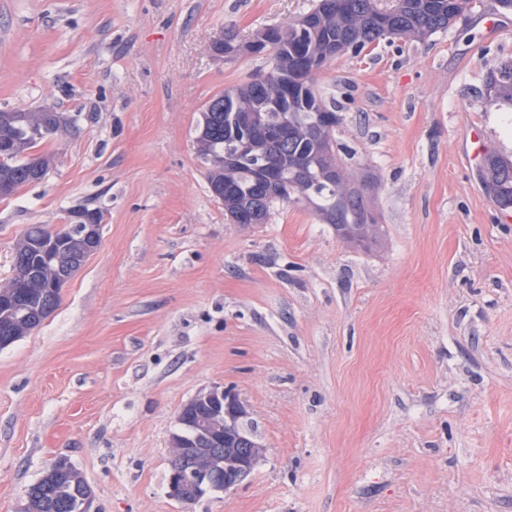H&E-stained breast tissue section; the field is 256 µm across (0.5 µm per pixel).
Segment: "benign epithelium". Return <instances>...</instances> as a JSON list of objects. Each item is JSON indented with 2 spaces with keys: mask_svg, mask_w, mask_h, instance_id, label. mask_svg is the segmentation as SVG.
I'll use <instances>...</instances> for the list:
<instances>
[{
  "mask_svg": "<svg viewBox=\"0 0 512 512\" xmlns=\"http://www.w3.org/2000/svg\"><path fill=\"white\" fill-rule=\"evenodd\" d=\"M271 43V32L264 29L243 46V51L262 54L269 51ZM264 148L265 145L260 140L245 136L238 141L237 154H260ZM101 223L102 215L94 212L86 223L78 225V228L84 230L80 238L70 235L66 227L46 235L45 248L68 259L66 274L63 279L54 282V287L62 288L82 267L84 260L98 249ZM189 404L204 408L207 415L197 422L187 424L193 432L192 436H185L183 431L175 434L172 447L196 448L201 440L216 438L223 446V450H207L208 464L204 467H172L168 494L184 503L194 502L215 490L214 478L221 473L224 474V490L233 488L256 469L263 456V448L245 438L241 432L239 420L246 416L247 410L236 393L214 387L197 394Z\"/></svg>",
  "mask_w": 512,
  "mask_h": 512,
  "instance_id": "benign-epithelium-1",
  "label": "benign epithelium"
}]
</instances>
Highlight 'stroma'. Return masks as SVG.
I'll use <instances>...</instances> for the list:
<instances>
[{
  "mask_svg": "<svg viewBox=\"0 0 512 512\" xmlns=\"http://www.w3.org/2000/svg\"><path fill=\"white\" fill-rule=\"evenodd\" d=\"M315 2L0 0V111L69 120L38 148L45 178L0 199V282L30 225L102 213L56 309L0 349V512L60 458L92 512H512V223L468 140L512 158V108L486 94L512 62V11L470 0L449 30L320 70L380 215L362 250L303 202L234 223L198 152L203 105L271 68L212 42ZM215 386L264 458L183 503L177 417Z\"/></svg>",
  "mask_w": 512,
  "mask_h": 512,
  "instance_id": "35a3bbf8",
  "label": "stroma"
}]
</instances>
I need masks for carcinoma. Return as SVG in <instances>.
Listing matches in <instances>:
<instances>
[{
	"mask_svg": "<svg viewBox=\"0 0 512 512\" xmlns=\"http://www.w3.org/2000/svg\"><path fill=\"white\" fill-rule=\"evenodd\" d=\"M468 0H318L286 27L273 26L272 67L241 86L214 95L202 108L198 151L209 164L208 185L224 187V211L237 224L265 223L276 201L303 200L326 224L357 248L378 242L380 224L371 201L358 190L364 184L346 167L336 150V106L316 89L317 72L305 69L310 56H323L331 44L355 54L385 38L422 39L452 26ZM488 95L512 106V64L491 69ZM266 106L263 129L241 123L240 115ZM334 116L330 124L323 115ZM60 132L54 113L0 112V187L12 196L48 170L50 158L29 150ZM263 138L262 157H235L238 139ZM235 157L233 163L226 159ZM277 172L280 191L257 179L260 169ZM480 176L502 211L512 209V160L487 153ZM40 225L30 226L15 252V274L0 284V339H17L50 315L44 310L47 286L57 276L56 262L42 252ZM91 489L76 468H49L26 492L23 512H81Z\"/></svg>",
	"mask_w": 512,
	"mask_h": 512,
	"instance_id": "cac0c4a2",
	"label": "carcinoma"
}]
</instances>
